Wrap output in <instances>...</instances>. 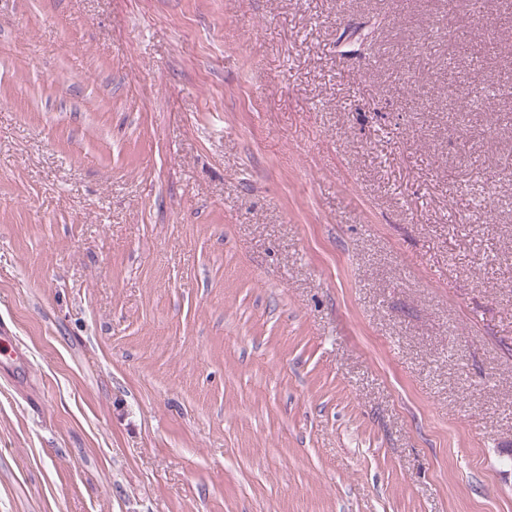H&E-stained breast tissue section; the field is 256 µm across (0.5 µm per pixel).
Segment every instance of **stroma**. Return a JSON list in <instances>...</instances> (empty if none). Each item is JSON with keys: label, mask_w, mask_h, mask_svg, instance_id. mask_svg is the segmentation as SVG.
I'll return each mask as SVG.
<instances>
[{"label": "stroma", "mask_w": 512, "mask_h": 512, "mask_svg": "<svg viewBox=\"0 0 512 512\" xmlns=\"http://www.w3.org/2000/svg\"><path fill=\"white\" fill-rule=\"evenodd\" d=\"M0 328V512H512V0H0Z\"/></svg>", "instance_id": "35a3bbf8"}]
</instances>
